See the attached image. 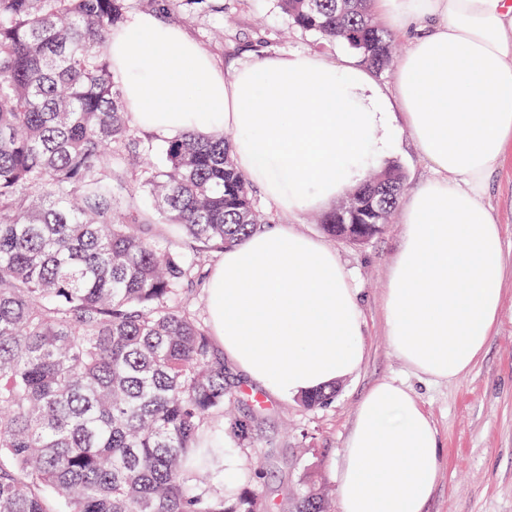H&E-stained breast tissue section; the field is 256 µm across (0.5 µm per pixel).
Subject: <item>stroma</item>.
Wrapping results in <instances>:
<instances>
[{
    "label": "stroma",
    "mask_w": 512,
    "mask_h": 512,
    "mask_svg": "<svg viewBox=\"0 0 512 512\" xmlns=\"http://www.w3.org/2000/svg\"><path fill=\"white\" fill-rule=\"evenodd\" d=\"M163 21L180 26L227 73L243 61L273 53L316 52L336 63L351 53L344 42H327L287 25L277 0H224L223 13L178 9ZM387 160L403 169L405 193L435 176L408 130H401ZM255 199L275 223L324 241L350 273L360 294L365 359L337 385L331 403L312 410L243 381V394L227 401L224 417L209 429L210 436L223 440L227 454L240 461L241 473L229 485L232 491L258 488L285 508L288 495L309 475L330 512H341L337 473L347 434L365 392L389 381L419 399L441 437L440 478L426 512H512V276L505 282L500 316L480 359L456 379H431L406 365L387 334L384 293L402 244L401 212H394L370 242L356 246L326 236L314 212L282 211L260 192ZM485 202L502 227L505 251L512 255V153L491 175ZM250 391L268 407V418L252 445L238 441L224 425L225 416L248 411ZM260 470L266 474L261 481L255 477Z\"/></svg>",
    "instance_id": "35a3bbf8"
}]
</instances>
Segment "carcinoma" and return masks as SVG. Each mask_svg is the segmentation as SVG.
<instances>
[{"mask_svg": "<svg viewBox=\"0 0 512 512\" xmlns=\"http://www.w3.org/2000/svg\"><path fill=\"white\" fill-rule=\"evenodd\" d=\"M131 2L0 0V512H270L254 489L228 499L208 486L224 447L207 424L224 415L231 372L189 306L204 255L270 220L230 138L158 144L131 125L107 52ZM204 3L224 11L153 0L162 14ZM278 4L373 72L390 66L393 35L371 0ZM404 184L397 164L375 172L322 229L375 237ZM141 192L152 208L134 204ZM155 223L172 236L155 238ZM254 421L228 427L247 440ZM295 512H327L309 476Z\"/></svg>", "mask_w": 512, "mask_h": 512, "instance_id": "carcinoma-1", "label": "carcinoma"}]
</instances>
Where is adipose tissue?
<instances>
[{
    "instance_id": "obj_1",
    "label": "adipose tissue",
    "mask_w": 512,
    "mask_h": 512,
    "mask_svg": "<svg viewBox=\"0 0 512 512\" xmlns=\"http://www.w3.org/2000/svg\"><path fill=\"white\" fill-rule=\"evenodd\" d=\"M411 48L387 97L368 69L315 53L224 75L184 31L131 16L108 43L130 118L162 137L231 131L237 168L286 212L323 209L361 182L407 127L435 177L404 209L386 288L400 357L436 379L482 356L503 302L501 226L483 202L512 145V0H372ZM211 333L282 400L336 385L364 360L359 295L334 251L284 227L224 251L206 285ZM438 431L390 382L362 397L338 473L342 512H424Z\"/></svg>"
}]
</instances>
